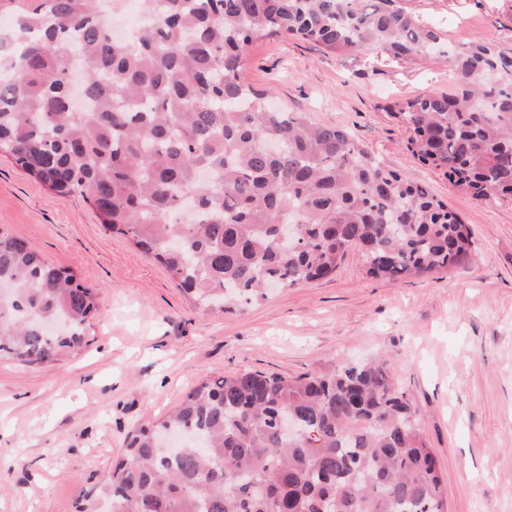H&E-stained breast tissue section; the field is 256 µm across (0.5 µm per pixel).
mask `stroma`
Returning a JSON list of instances; mask_svg holds the SVG:
<instances>
[{
    "mask_svg": "<svg viewBox=\"0 0 512 512\" xmlns=\"http://www.w3.org/2000/svg\"><path fill=\"white\" fill-rule=\"evenodd\" d=\"M461 45L512 49V0H401ZM245 77L313 121L347 129L386 165L459 212L474 263L397 282L357 252L335 275L262 305L212 312L152 257L0 158V227L100 292L87 344L46 364L0 358V512H75L123 455L128 435L178 406L188 386L261 370L289 378L389 358L440 465L447 512H512V204L481 201L407 148L395 101L449 90L442 58L326 52L256 42Z\"/></svg>",
    "mask_w": 512,
    "mask_h": 512,
    "instance_id": "35a3bbf8",
    "label": "stroma"
}]
</instances>
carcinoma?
<instances>
[{
	"mask_svg": "<svg viewBox=\"0 0 512 512\" xmlns=\"http://www.w3.org/2000/svg\"><path fill=\"white\" fill-rule=\"evenodd\" d=\"M100 2L0 0V157L79 194L205 308L327 277L351 248L389 281L475 256L470 227L428 187L255 90L259 40L444 56L450 91L396 103L407 147L474 196L512 200V54L447 45L397 0H148L151 21L127 42ZM0 284V354L43 364L86 344L99 291L1 228ZM285 417L299 435L281 432ZM101 498L112 512H445L387 360L205 380L131 434Z\"/></svg>",
	"mask_w": 512,
	"mask_h": 512,
	"instance_id": "cac0c4a2",
	"label": "carcinoma"
}]
</instances>
